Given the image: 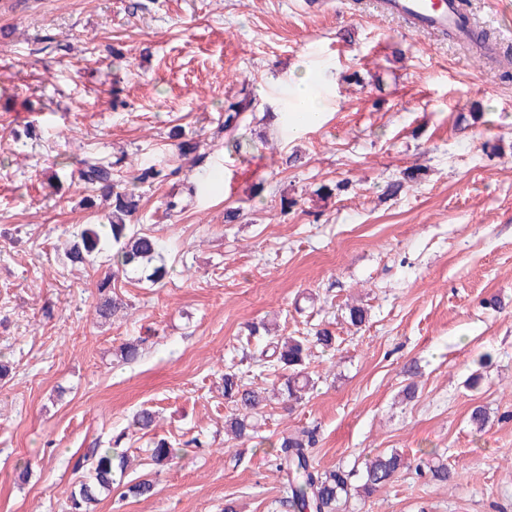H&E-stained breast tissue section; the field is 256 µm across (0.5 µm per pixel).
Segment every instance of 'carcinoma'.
Instances as JSON below:
<instances>
[{"label": "carcinoma", "mask_w": 512, "mask_h": 512, "mask_svg": "<svg viewBox=\"0 0 512 512\" xmlns=\"http://www.w3.org/2000/svg\"><path fill=\"white\" fill-rule=\"evenodd\" d=\"M469 48L494 60L485 32L471 31ZM256 99L247 90L224 108V129L233 132L243 115L254 110ZM80 178L94 196L108 202L107 223L83 227L70 247L65 259L73 265H87L91 258L104 250L107 241L117 246L112 270L98 286L101 301L97 303L99 317L107 320L124 308L121 297L112 291V282L122 277L127 281L147 282L161 286L170 277V269L162 253L164 245L154 234L131 227V220L139 212L142 195L139 184L162 176V170L150 166L130 180L113 177L112 167L90 160L81 161ZM143 341L124 343L119 347L120 358L133 362L141 357ZM308 339L293 336L269 340L260 351V357L270 359L285 371L283 382L277 387L284 402H299L314 389L315 381L306 372ZM224 399L232 404V412L224 420V434L229 440L252 438L257 417L270 404L267 389L245 382L238 370L224 371ZM156 413L149 408L137 411L131 425L140 431H149L155 425ZM314 431L303 429L280 438V453L275 456L276 468L286 475L287 502L292 512H346L352 499L364 501L375 492L391 485L397 474L407 466L398 451L378 455L365 463L362 469H346L340 465L321 471L313 464L311 448L315 447ZM179 449L166 439H160L152 449V458L164 463L178 457ZM127 466L126 456L110 448H89L77 460L75 470L86 474L69 495V512H95L100 496L121 484Z\"/></svg>", "instance_id": "carcinoma-1"}]
</instances>
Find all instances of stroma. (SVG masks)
<instances>
[{
  "mask_svg": "<svg viewBox=\"0 0 512 512\" xmlns=\"http://www.w3.org/2000/svg\"><path fill=\"white\" fill-rule=\"evenodd\" d=\"M305 73L328 111L297 131L283 115ZM244 85L257 104L231 137L224 105ZM86 156L124 177L175 171L142 188L133 219L164 241L171 277L120 281L126 307L108 320L96 282L111 250L83 269L61 261L75 232L104 221L70 170ZM189 183L193 200L166 214ZM350 303L367 310L361 327L341 316ZM263 325L326 328L336 346L313 349L303 403H272L256 438L229 441L225 370L279 380L243 354ZM143 336L141 358L123 362L119 346ZM0 356V512H68L78 456L115 444L125 484L154 490L113 489L96 512H291L273 459L302 428L322 470L408 458L360 512H512V76L374 0H0ZM143 408L153 432L130 425ZM157 437L179 458L156 464ZM431 452L450 484L416 473Z\"/></svg>",
  "mask_w": 512,
  "mask_h": 512,
  "instance_id": "obj_1",
  "label": "stroma"
}]
</instances>
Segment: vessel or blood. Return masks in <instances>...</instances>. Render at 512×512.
<instances>
[{
    "label": "vessel or blood",
    "instance_id": "obj_1",
    "mask_svg": "<svg viewBox=\"0 0 512 512\" xmlns=\"http://www.w3.org/2000/svg\"><path fill=\"white\" fill-rule=\"evenodd\" d=\"M383 13L403 19L418 33L456 30V0H378Z\"/></svg>",
    "mask_w": 512,
    "mask_h": 512
}]
</instances>
